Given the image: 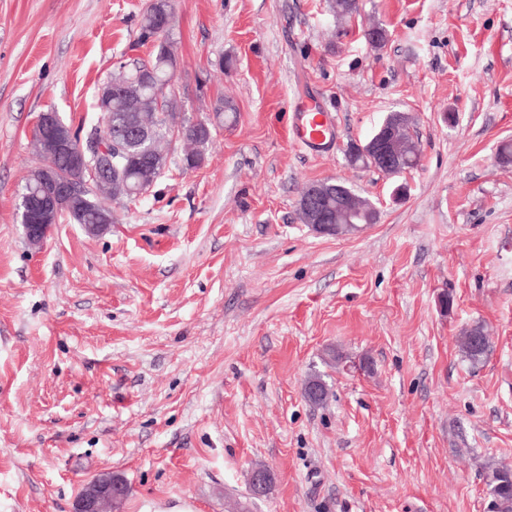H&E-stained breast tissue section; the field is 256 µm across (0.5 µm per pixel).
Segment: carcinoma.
<instances>
[{
  "instance_id": "cac0c4a2",
  "label": "carcinoma",
  "mask_w": 512,
  "mask_h": 512,
  "mask_svg": "<svg viewBox=\"0 0 512 512\" xmlns=\"http://www.w3.org/2000/svg\"><path fill=\"white\" fill-rule=\"evenodd\" d=\"M330 9L336 18L351 17L358 9L357 0H331ZM175 22L174 13L164 16L154 6L149 5L139 23V42L153 44L148 60H135L122 63L112 74V81L125 85V90L115 91L109 102L97 99L100 117L94 124L80 122L76 127V144H84L91 139L109 140L117 133V128L135 124L148 130L142 138L126 141V154L118 162L119 172L112 173L134 187L144 178L143 166L156 160L154 176L158 177L166 164L162 144L174 136L173 125L167 115L174 114L176 95L174 75L178 63L177 48L170 39ZM366 42L374 47L382 46L388 40V31L380 24H374L364 31ZM181 141L185 144L183 165L187 169L195 166L194 146L201 140V129L189 122L181 123ZM57 208L70 210L79 215L84 224L96 222L100 212H112L102 199L94 196L92 204L82 205L77 199L55 196ZM492 349V342L481 325H475L463 332L460 350L473 365L482 363ZM306 386L317 390L308 401L320 405L329 397L326 382L318 375L308 379ZM485 481L492 496L493 512H512V466L501 465L488 469Z\"/></svg>"
}]
</instances>
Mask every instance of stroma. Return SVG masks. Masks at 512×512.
<instances>
[{
  "mask_svg": "<svg viewBox=\"0 0 512 512\" xmlns=\"http://www.w3.org/2000/svg\"><path fill=\"white\" fill-rule=\"evenodd\" d=\"M148 4L0 0V512H71L105 472L129 486L116 512H489L484 467L512 465V0H358L349 21L328 0H175L177 110L214 123L203 164L172 142L110 231L64 220L31 248L33 121L95 118L117 64L150 52ZM302 100L334 113L332 153L288 139ZM393 112L419 164H351ZM330 178L379 222L310 232L299 195ZM476 324L493 350L474 366ZM258 465L274 483L253 499ZM491 349V339L482 325H475L464 331L460 338V350L472 365L482 363Z\"/></svg>",
  "mask_w": 512,
  "mask_h": 512,
  "instance_id": "stroma-1",
  "label": "stroma"
}]
</instances>
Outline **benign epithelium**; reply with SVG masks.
<instances>
[{
  "label": "benign epithelium",
  "mask_w": 512,
  "mask_h": 512,
  "mask_svg": "<svg viewBox=\"0 0 512 512\" xmlns=\"http://www.w3.org/2000/svg\"><path fill=\"white\" fill-rule=\"evenodd\" d=\"M46 120L55 121L54 141L44 154L50 156L68 152L75 155L73 169L60 177L54 165L41 166L38 179L55 187L61 195L81 198L85 194L98 195L102 183L110 181L104 173V166L91 165L85 159L84 150H75L71 127L54 112H41L35 124ZM409 117L404 112L389 114L378 130L363 145L355 142L347 146L350 162L373 168L386 176H397L408 170V157L402 145V136L407 131ZM330 181H320L306 186L298 199V210L304 224L313 232L324 235L343 236L362 230L361 221L367 217L376 220L378 208L369 199L356 194L342 182L336 183V205H331L326 186ZM35 223L23 225L30 245L41 246L50 227L59 222V211L41 205L31 210ZM126 489L112 474H99L87 480L76 495L72 512H108L113 501L122 498Z\"/></svg>",
  "instance_id": "obj_1"
}]
</instances>
